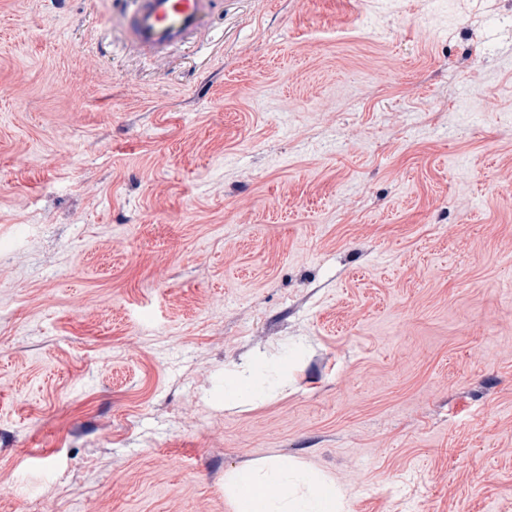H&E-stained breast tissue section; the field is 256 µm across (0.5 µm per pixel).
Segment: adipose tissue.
Returning <instances> with one entry per match:
<instances>
[{"mask_svg": "<svg viewBox=\"0 0 512 512\" xmlns=\"http://www.w3.org/2000/svg\"><path fill=\"white\" fill-rule=\"evenodd\" d=\"M225 491L235 512H344L343 496L332 481L277 460L230 473Z\"/></svg>", "mask_w": 512, "mask_h": 512, "instance_id": "obj_1", "label": "adipose tissue"}]
</instances>
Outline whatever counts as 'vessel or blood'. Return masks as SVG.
<instances>
[{"label": "vessel or blood", "mask_w": 512, "mask_h": 512, "mask_svg": "<svg viewBox=\"0 0 512 512\" xmlns=\"http://www.w3.org/2000/svg\"><path fill=\"white\" fill-rule=\"evenodd\" d=\"M216 2L133 0V10L122 20L126 43L137 54L162 57L208 28Z\"/></svg>", "instance_id": "1"}]
</instances>
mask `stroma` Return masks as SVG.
<instances>
[{
	"label": "stroma",
	"mask_w": 512,
	"mask_h": 512,
	"mask_svg": "<svg viewBox=\"0 0 512 512\" xmlns=\"http://www.w3.org/2000/svg\"><path fill=\"white\" fill-rule=\"evenodd\" d=\"M131 4L0 0V512H512V0ZM217 0H133L122 20L127 46L143 56L160 58L169 49L203 33ZM225 378L224 389H225V402L232 399H252L257 397L261 393V387L256 384L249 383L245 376L232 375L229 378ZM226 388L228 390V397L226 398ZM299 487L307 491L299 494ZM224 488L235 512L344 511L343 496L332 481L277 460H264L230 473ZM271 488L277 492L272 493Z\"/></svg>",
	"instance_id": "stroma-1"
}]
</instances>
